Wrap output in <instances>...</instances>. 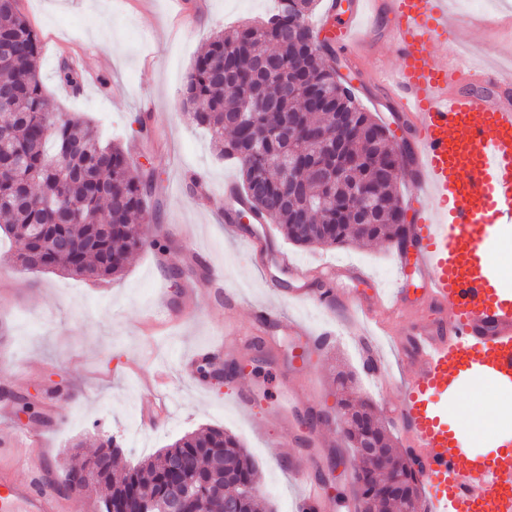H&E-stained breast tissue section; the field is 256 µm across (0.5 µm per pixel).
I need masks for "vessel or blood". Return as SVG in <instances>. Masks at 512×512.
Segmentation results:
<instances>
[{"label":"vessel or blood","instance_id":"obj_1","mask_svg":"<svg viewBox=\"0 0 512 512\" xmlns=\"http://www.w3.org/2000/svg\"><path fill=\"white\" fill-rule=\"evenodd\" d=\"M326 23L333 28L331 50L356 67L371 49L369 31L386 30L396 68L390 75L374 70L370 81L409 133L407 176L424 205L412 212L409 247L395 255L391 288L376 289L362 303L340 299L331 287L296 299L336 310L340 324L355 326L350 340L376 382L386 357L368 324L384 331L391 321L410 320L408 334L395 339L406 366L395 420L421 466L420 512H512V446L468 457L461 432L448 427V397L469 381L512 385V288L494 260L498 233L512 227V75L434 60L435 48L462 25L448 0H350L344 11L330 0ZM411 268L422 282L421 303L438 315L435 322L412 318L402 288ZM253 323L254 331L226 333L193 359L255 346L272 325L298 336L291 366L299 369L310 350L335 337L334 330L311 332L266 305L254 307ZM277 420L276 445L302 488L296 512H332L315 458L295 450L287 410ZM0 512H62L61 499L43 473L21 479L0 469Z\"/></svg>","mask_w":512,"mask_h":512}]
</instances>
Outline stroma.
I'll use <instances>...</instances> for the list:
<instances>
[{
  "mask_svg": "<svg viewBox=\"0 0 512 512\" xmlns=\"http://www.w3.org/2000/svg\"><path fill=\"white\" fill-rule=\"evenodd\" d=\"M209 3L195 27L185 28L175 22L169 0H18L42 37L37 67L57 111L93 120L106 138L123 147L139 145L134 163L156 176L148 200L160 214L154 229L172 241L173 249L164 261L151 249H141L120 276L97 284L57 271L0 266V417L10 428L42 431V446L61 475L108 436L120 441L125 467L158 454L185 433L220 427L236 436L255 462L267 512H291L300 489L287 468L275 463L276 449L238 407L237 398L251 392L259 409L273 412L287 405L290 389H304L315 412L333 419L317 461L330 483L334 512H352L357 460L341 436L333 378L340 371L352 373L354 398L371 401L382 412L398 401L400 366L391 365L385 385L371 384L354 345L340 335L296 372L288 365L295 340L279 333L261 350L238 353L250 370L246 378L221 387L179 368L180 357L204 347L225 324L246 327L258 303L313 330L332 321L327 312L289 302L287 293L298 283L270 255L264 264L283 289L275 295L251 264L244 243L225 232L222 188L228 181L240 183V169L219 156L209 136L183 112L184 80L214 32L267 17L274 0ZM64 60L79 72V88L58 81L55 69ZM193 173L216 186L214 197L200 201L189 192ZM274 242L289 258L314 266L346 262L363 267L369 280H342L343 295L369 297L394 277L395 252L386 243L335 249L301 248L279 236ZM188 243L206 256L210 275L235 290L238 304L225 307L202 291L194 318L166 330L152 327L158 291L172 303L182 301L189 275L174 280L163 267L184 266ZM158 371L168 375L165 391L173 410L167 417L156 415L157 426L151 429L142 423V410L151 403Z\"/></svg>",
  "mask_w": 512,
  "mask_h": 512,
  "instance_id": "stroma-1",
  "label": "stroma"
}]
</instances>
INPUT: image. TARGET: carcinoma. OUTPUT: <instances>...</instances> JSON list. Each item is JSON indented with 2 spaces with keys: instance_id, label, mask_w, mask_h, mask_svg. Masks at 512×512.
I'll list each match as a JSON object with an SVG mask.
<instances>
[{
  "instance_id": "cac0c4a2",
  "label": "carcinoma",
  "mask_w": 512,
  "mask_h": 512,
  "mask_svg": "<svg viewBox=\"0 0 512 512\" xmlns=\"http://www.w3.org/2000/svg\"><path fill=\"white\" fill-rule=\"evenodd\" d=\"M262 22L214 33L194 59L184 82L189 116L206 130L222 155L239 162L247 213L278 225L292 244L343 247L350 241L402 245L408 227L399 223L398 176L389 168L391 130L358 104L349 82L329 64L307 20L315 0H278ZM0 230L13 241L10 260L25 270H58L66 275L105 280L120 275L128 257L145 246L165 256L167 237L143 236L135 219L151 212L146 200L154 173L130 171L122 146L104 144L92 124L50 107L36 61L39 34L17 7L0 0ZM293 91L282 96L278 83ZM259 121L269 136L257 145L251 121H238L243 105L258 96ZM292 139L274 132L284 125ZM381 202L370 210L367 199ZM344 442L358 457L355 487L361 512H402L404 500L381 488L399 480L418 486L410 460L393 448L379 418L366 403L342 396ZM87 464L68 470V487L78 492L102 466L108 498L105 512H128L154 502L159 512L178 475L168 469L172 456L206 499L208 512H259L258 496L244 488L258 483L255 463L240 442L221 428L187 433L156 456L120 472L115 442L102 444Z\"/></svg>"
}]
</instances>
